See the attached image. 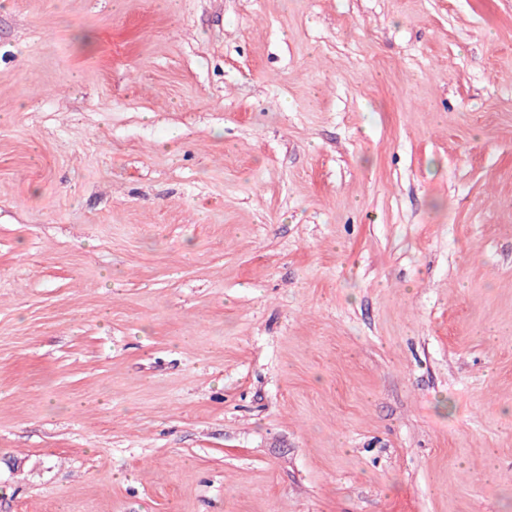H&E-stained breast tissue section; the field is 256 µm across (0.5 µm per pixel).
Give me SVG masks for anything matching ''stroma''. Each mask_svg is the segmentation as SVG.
<instances>
[{
  "label": "stroma",
  "mask_w": 512,
  "mask_h": 512,
  "mask_svg": "<svg viewBox=\"0 0 512 512\" xmlns=\"http://www.w3.org/2000/svg\"><path fill=\"white\" fill-rule=\"evenodd\" d=\"M0 512H512V0H0Z\"/></svg>",
  "instance_id": "1"
}]
</instances>
